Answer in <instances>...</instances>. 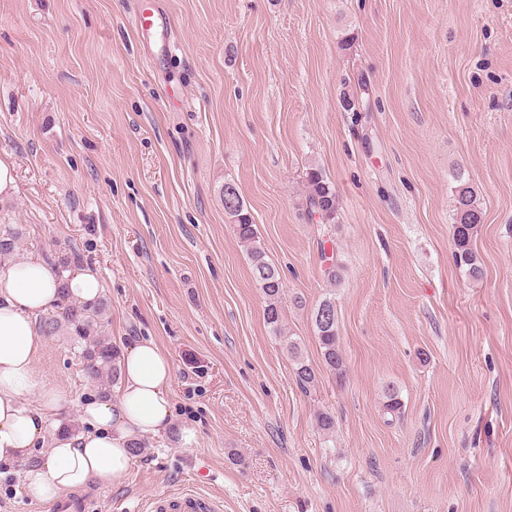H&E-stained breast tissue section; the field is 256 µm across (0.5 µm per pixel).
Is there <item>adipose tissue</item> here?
Listing matches in <instances>:
<instances>
[{"mask_svg":"<svg viewBox=\"0 0 512 512\" xmlns=\"http://www.w3.org/2000/svg\"><path fill=\"white\" fill-rule=\"evenodd\" d=\"M100 293L91 266L62 269L35 256L0 267V463L26 460L33 448L48 444L47 455L21 473L23 492L36 501L91 485L110 488L128 475L133 443L176 427L173 362L150 339L122 347L118 392L84 401L80 429L57 419L52 396L37 406L27 404V396L40 387L37 320L61 300L90 306Z\"/></svg>","mask_w":512,"mask_h":512,"instance_id":"obj_1","label":"adipose tissue"}]
</instances>
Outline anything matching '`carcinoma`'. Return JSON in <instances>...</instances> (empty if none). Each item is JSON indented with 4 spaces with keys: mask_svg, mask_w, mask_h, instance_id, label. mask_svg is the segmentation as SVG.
<instances>
[{
    "mask_svg": "<svg viewBox=\"0 0 512 512\" xmlns=\"http://www.w3.org/2000/svg\"><path fill=\"white\" fill-rule=\"evenodd\" d=\"M306 188L309 212L317 213L328 221L334 220L338 209V197L332 182L322 172L313 170L307 173ZM223 200L224 212L231 218L234 231L247 248L252 274L266 298L265 322L277 335L281 333L282 326L281 274L275 265L266 260V253L259 243L251 214L235 183L229 180L224 182ZM481 220L482 212L472 186L467 181H459L455 190L452 224L456 246L454 260L466 275L475 280L483 276V267L472 248V238ZM18 240L19 234L13 228H0V257L12 254ZM102 315L103 305L100 303L90 308L63 305L58 314L42 319L39 327L41 332L48 336L65 328L69 335L76 337L81 347L80 358L85 375L108 389L121 379V370L118 350L101 336ZM313 318L324 366L335 375H343L345 364L339 346L334 299L330 296L321 299L314 309ZM287 350L294 361L297 384L302 390H309L316 382L314 368L304 361L297 343L288 341Z\"/></svg>",
    "mask_w": 512,
    "mask_h": 512,
    "instance_id": "carcinoma-1",
    "label": "carcinoma"
}]
</instances>
